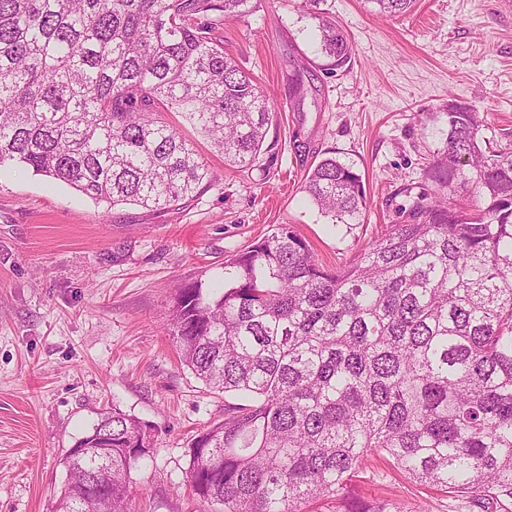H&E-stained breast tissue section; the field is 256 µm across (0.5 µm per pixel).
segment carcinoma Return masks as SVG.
I'll return each instance as SVG.
<instances>
[{"label":"carcinoma","instance_id":"carcinoma-1","mask_svg":"<svg viewBox=\"0 0 512 512\" xmlns=\"http://www.w3.org/2000/svg\"><path fill=\"white\" fill-rule=\"evenodd\" d=\"M321 53L340 69L347 35L308 0ZM384 17L417 0H369ZM251 0H0V168L16 165L112 205H185L213 174L177 112L241 172L277 104L224 52L218 30ZM443 149L401 189V219L327 269L284 224L224 262L217 288L176 289L171 336L210 387L251 398L191 440L188 479L224 512H301L333 499L365 457L484 512H512V130L492 144L472 106L443 105ZM303 191L333 224L364 223L353 165L328 155ZM483 201L469 209L464 198ZM92 431L111 479L67 454L55 512H130L127 475L152 454L146 423L117 410Z\"/></svg>","mask_w":512,"mask_h":512}]
</instances>
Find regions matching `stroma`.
Instances as JSON below:
<instances>
[{
    "instance_id": "35a3bbf8",
    "label": "stroma",
    "mask_w": 512,
    "mask_h": 512,
    "mask_svg": "<svg viewBox=\"0 0 512 512\" xmlns=\"http://www.w3.org/2000/svg\"><path fill=\"white\" fill-rule=\"evenodd\" d=\"M352 46L349 67L323 57L304 0H259L225 22V51L273 95L274 164L243 174L209 139L181 127L214 178L176 210L109 207L29 170L0 171V512H54L65 457L104 409L151 429L153 455L130 471L134 512H222L186 486L188 443L242 403L183 365L170 308L184 282L211 286L224 261L282 224L319 262L349 263L385 233L442 146L447 99L474 106L482 136L512 128V15L499 0H417L413 13L374 14L370 0H328ZM307 64L304 94L289 79ZM353 164L363 224L333 226L301 189L325 152ZM364 503L459 512L445 497L369 457L351 481Z\"/></svg>"
}]
</instances>
